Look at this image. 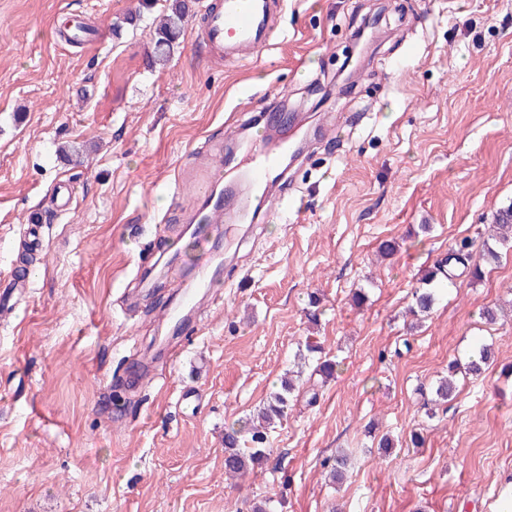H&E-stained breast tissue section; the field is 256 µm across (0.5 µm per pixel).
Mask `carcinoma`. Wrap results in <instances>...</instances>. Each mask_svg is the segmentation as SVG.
<instances>
[{
    "label": "carcinoma",
    "mask_w": 512,
    "mask_h": 512,
    "mask_svg": "<svg viewBox=\"0 0 512 512\" xmlns=\"http://www.w3.org/2000/svg\"><path fill=\"white\" fill-rule=\"evenodd\" d=\"M155 0H141L136 12L128 13L112 23V31L119 35L127 27H133L143 17L144 12L154 8ZM190 6L187 0H168L161 13L151 20L153 27V65L163 68L169 62L171 55L179 46V40L185 23L189 17ZM495 234L492 241L483 242L482 259L487 263L497 262L501 253L497 248H512V203L501 207L491 220ZM461 267L469 272L474 279L482 275L481 266L473 262L472 252L467 243L460 244L448 252L445 263L439 264L428 272L422 279V286L413 292V301L409 313L417 316L429 313L434 309L438 295L445 286L454 285L457 277L455 269ZM494 360V348L489 343L476 346L475 350L465 360H454L450 363V375L440 379L431 389V398L424 401L428 414H433V408L447 403L456 393L454 377L462 373L474 379L481 376L484 368ZM282 392L271 397L267 404L259 409L260 422L250 427H228L224 432V469L231 478H242L254 471L255 466L267 458V430L276 420L286 416L288 410V394L294 390L293 380L288 378L281 383ZM348 453L338 451L323 461L328 479L341 484L348 474Z\"/></svg>",
    "instance_id": "1"
}]
</instances>
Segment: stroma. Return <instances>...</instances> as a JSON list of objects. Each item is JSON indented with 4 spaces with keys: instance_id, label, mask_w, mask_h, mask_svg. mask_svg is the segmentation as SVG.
Returning <instances> with one entry per match:
<instances>
[{
    "instance_id": "obj_1",
    "label": "stroma",
    "mask_w": 512,
    "mask_h": 512,
    "mask_svg": "<svg viewBox=\"0 0 512 512\" xmlns=\"http://www.w3.org/2000/svg\"><path fill=\"white\" fill-rule=\"evenodd\" d=\"M138 5L0 0V512H251L265 498L274 512H496L512 479V248L419 326L405 311L512 203V0H286L258 56L221 61L188 26L162 70L151 28L112 33ZM67 18L90 43L58 40ZM282 103L311 141L289 187L303 209L210 229L198 265L185 228L203 213L176 173ZM387 240L399 250L383 259ZM210 282L223 294L182 343L166 315ZM310 338L335 378L303 374L266 462L227 478L225 426L280 391ZM480 341L493 363L427 416L424 392ZM189 389L199 407L180 403ZM340 448L352 467L333 485L322 462Z\"/></svg>"
}]
</instances>
